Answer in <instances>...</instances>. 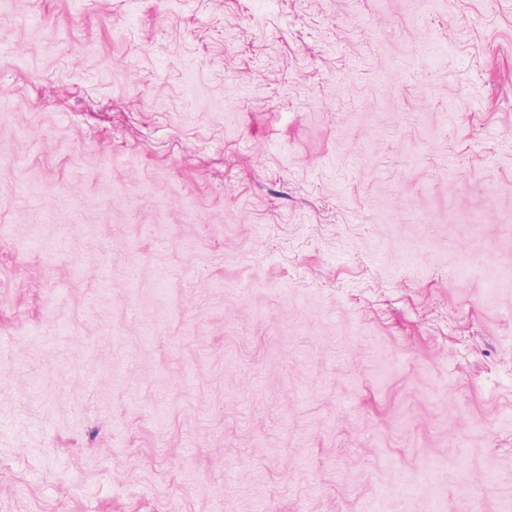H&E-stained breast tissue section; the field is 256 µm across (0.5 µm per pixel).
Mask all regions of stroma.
I'll list each match as a JSON object with an SVG mask.
<instances>
[{"mask_svg": "<svg viewBox=\"0 0 512 512\" xmlns=\"http://www.w3.org/2000/svg\"><path fill=\"white\" fill-rule=\"evenodd\" d=\"M0 512H512V0H0Z\"/></svg>", "mask_w": 512, "mask_h": 512, "instance_id": "1", "label": "stroma"}]
</instances>
